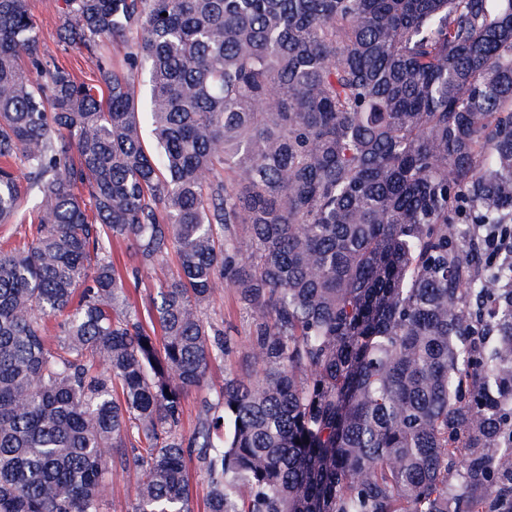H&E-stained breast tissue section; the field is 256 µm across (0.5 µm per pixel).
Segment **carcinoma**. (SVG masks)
Returning <instances> with one entry per match:
<instances>
[{"label": "carcinoma", "mask_w": 512, "mask_h": 512, "mask_svg": "<svg viewBox=\"0 0 512 512\" xmlns=\"http://www.w3.org/2000/svg\"><path fill=\"white\" fill-rule=\"evenodd\" d=\"M63 4L90 84L0 0V224L37 214L0 249V512H101L129 462L131 512H193V453L207 512H512V258L477 234L512 229V0ZM172 252L150 331L126 280ZM226 285L258 370L211 387Z\"/></svg>", "instance_id": "carcinoma-1"}]
</instances>
